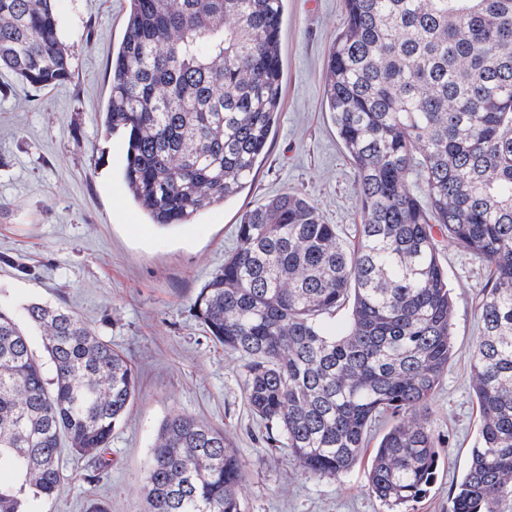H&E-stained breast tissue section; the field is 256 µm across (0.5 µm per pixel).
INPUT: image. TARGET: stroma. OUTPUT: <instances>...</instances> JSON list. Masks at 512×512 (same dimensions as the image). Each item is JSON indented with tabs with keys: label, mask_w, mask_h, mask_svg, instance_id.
<instances>
[{
	"label": "stroma",
	"mask_w": 512,
	"mask_h": 512,
	"mask_svg": "<svg viewBox=\"0 0 512 512\" xmlns=\"http://www.w3.org/2000/svg\"><path fill=\"white\" fill-rule=\"evenodd\" d=\"M126 0H54L71 56L70 82L44 90L0 70V300L22 308L62 303L136 365L139 386L101 457L104 475L63 453L67 479L34 512H145V471L163 419L178 411L231 438L245 479L246 512H386L367 490L363 467L316 476L268 446L250 412L243 361L201 329L191 304L237 245L240 215L283 192L306 196L326 223L351 238L359 222L354 169L322 99L330 45L344 22L343 0H285L280 114L251 187L194 223H149L123 181L126 143L103 126ZM441 261L455 303L456 353L431 405L448 453L414 512H448L477 434L470 350L479 334L473 298L484 264L462 251Z\"/></svg>",
	"instance_id": "stroma-1"
}]
</instances>
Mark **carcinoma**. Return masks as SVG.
Listing matches in <instances>:
<instances>
[{"mask_svg":"<svg viewBox=\"0 0 512 512\" xmlns=\"http://www.w3.org/2000/svg\"><path fill=\"white\" fill-rule=\"evenodd\" d=\"M104 127L153 224H189L253 182L282 98L283 0H128ZM53 0H0V69L37 89L68 81ZM323 103L354 168L350 241L304 196L244 211L237 246L199 289L195 317L244 361L267 440L314 475L365 453L369 492L412 512L445 449L428 410L455 354L447 249L484 262L470 360L478 435L448 512L512 504V0H344ZM423 186L424 200L410 189ZM343 308L339 330L324 317ZM53 364L0 302V512H30L78 459L109 445L137 371L63 304L24 309ZM388 427L372 448L371 428ZM224 431L174 412L147 465L146 512H244Z\"/></svg>","mask_w":512,"mask_h":512,"instance_id":"1","label":"carcinoma"}]
</instances>
